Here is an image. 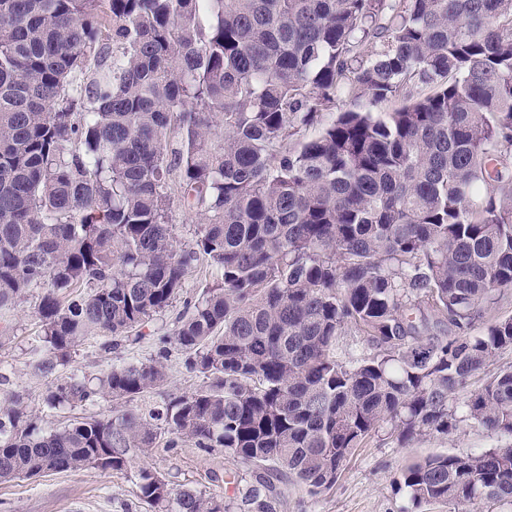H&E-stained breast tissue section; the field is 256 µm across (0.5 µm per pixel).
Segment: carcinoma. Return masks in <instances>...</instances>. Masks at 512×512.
<instances>
[{
	"label": "carcinoma",
	"instance_id": "carcinoma-1",
	"mask_svg": "<svg viewBox=\"0 0 512 512\" xmlns=\"http://www.w3.org/2000/svg\"><path fill=\"white\" fill-rule=\"evenodd\" d=\"M202 256L216 285L159 342L203 385L144 409L159 360L58 374L89 336L141 338ZM31 288L45 407H127L43 431L10 395L0 481L123 472L164 435L317 495L382 425L408 445L460 412L500 443L409 465L402 512L511 500L512 370L470 380L512 348L491 315L512 290V0H0V310ZM269 484L238 509L276 512ZM137 487L151 512H232L149 468ZM177 176L173 178L171 191V204L169 209V223L175 224V240L177 249L188 248L194 244L199 224V216L184 208L180 201ZM175 184V186H174ZM177 184V185H176Z\"/></svg>",
	"mask_w": 512,
	"mask_h": 512
}]
</instances>
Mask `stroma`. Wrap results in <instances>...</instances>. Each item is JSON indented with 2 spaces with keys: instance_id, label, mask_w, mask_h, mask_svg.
<instances>
[{
  "instance_id": "obj_1",
  "label": "stroma",
  "mask_w": 512,
  "mask_h": 512,
  "mask_svg": "<svg viewBox=\"0 0 512 512\" xmlns=\"http://www.w3.org/2000/svg\"><path fill=\"white\" fill-rule=\"evenodd\" d=\"M215 273L200 263L186 275L182 298L154 317L142 329L143 336L127 342L117 351L104 349L103 337L81 342L62 374L76 373L90 378L101 375L123 359L157 358V336L169 331L184 301L197 298L213 286ZM38 290H31L14 308L0 311V373L7 385H0V400L23 395L29 410L44 429L65 424L72 415H94L121 411L119 403L101 401L76 411L47 410L42 403L44 379L34 377L29 364L42 345L41 328L34 313ZM166 380L159 390L139 399L142 407L161 404L169 394L192 393L201 376L185 363L184 355L171 351L164 361ZM496 437L467 419H459L447 436L423 437L409 446H400L389 427H382L355 448L330 490L314 496L300 484L288 480L274 483L277 512H401L408 502L405 491L396 487L400 472L424 457L452 453L466 454L496 444ZM148 467L161 473L177 488H189L228 500L240 499L255 480V469L242 466L221 452L206 453L190 443L175 449L156 445L148 454L134 453L127 471L112 472L89 466L75 472L48 473L32 479L0 483V512H145L138 497L135 475Z\"/></svg>"
}]
</instances>
